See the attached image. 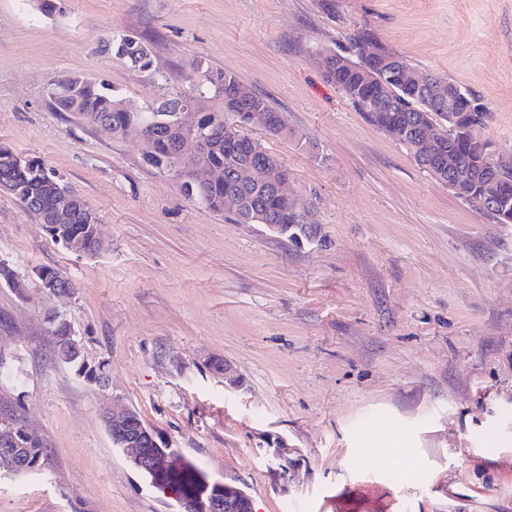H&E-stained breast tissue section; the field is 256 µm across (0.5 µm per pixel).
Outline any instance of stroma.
<instances>
[{
    "instance_id": "1",
    "label": "stroma",
    "mask_w": 512,
    "mask_h": 512,
    "mask_svg": "<svg viewBox=\"0 0 512 512\" xmlns=\"http://www.w3.org/2000/svg\"><path fill=\"white\" fill-rule=\"evenodd\" d=\"M423 71L469 88L512 154V0H0V144L40 157L98 212L107 248L80 256L0 194V417L47 457L0 475V512H176L114 448L119 400L254 512H512V226L456 198L324 78L320 51L358 26ZM150 40L137 71L104 48ZM233 71L317 143L264 140L315 204L320 242L297 248L187 199L140 145L54 111L72 75L144 109ZM50 267L76 288L40 286ZM65 322L94 383L57 360ZM224 361L230 389L212 364ZM282 438L293 466L269 468Z\"/></svg>"
}]
</instances>
